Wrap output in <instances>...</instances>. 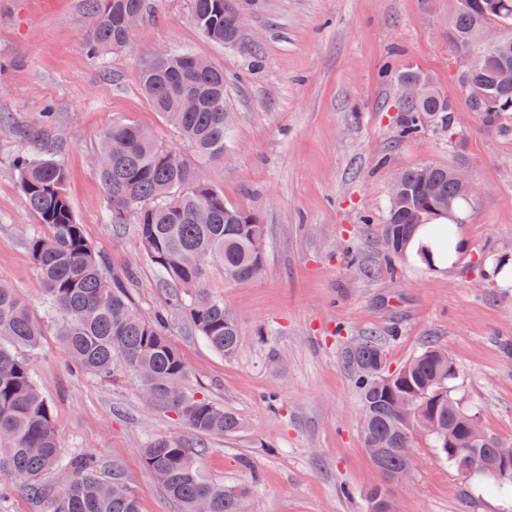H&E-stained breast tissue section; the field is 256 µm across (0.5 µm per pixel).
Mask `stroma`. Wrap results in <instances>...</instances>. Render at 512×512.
I'll list each match as a JSON object with an SVG mask.
<instances>
[{
    "label": "stroma",
    "instance_id": "35a3bbf8",
    "mask_svg": "<svg viewBox=\"0 0 512 512\" xmlns=\"http://www.w3.org/2000/svg\"><path fill=\"white\" fill-rule=\"evenodd\" d=\"M451 16L450 0H267L236 44L221 45L194 23L192 0H149L129 48L93 59L85 0H0V285L44 325L26 356L66 455L92 450L103 466H120L140 512H180L145 470L141 448L161 436L191 445L197 437L174 413L147 407L132 375L68 369L27 248L39 226L15 156L38 146L64 161L77 223L112 272L129 274L147 318L167 307L169 290L136 225L103 220L96 148L105 127L118 120L151 131L225 202L261 216L264 274L239 283L219 266L208 270L209 287L240 321L236 355L210 349L180 315L170 324L189 367L184 390L244 422L237 435L206 438L201 470L246 487L250 512H366L364 493L379 476L343 358L358 337H382L391 370L427 341L446 348L459 396L489 434L512 442V283L486 273L512 258V133L486 130L471 110L465 62L443 37ZM165 48L223 69L236 114L223 159H198L141 90L138 69ZM409 71L452 102L449 126L399 136L398 77ZM424 165L465 168L480 187L463 217L466 256L440 272L382 257L393 180ZM413 446L419 464L395 512H512V498L472 490L429 440Z\"/></svg>",
    "mask_w": 512,
    "mask_h": 512
}]
</instances>
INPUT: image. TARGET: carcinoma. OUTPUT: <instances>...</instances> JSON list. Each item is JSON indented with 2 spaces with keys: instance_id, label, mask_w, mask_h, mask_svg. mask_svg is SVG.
Instances as JSON below:
<instances>
[{
  "instance_id": "obj_1",
  "label": "carcinoma",
  "mask_w": 512,
  "mask_h": 512,
  "mask_svg": "<svg viewBox=\"0 0 512 512\" xmlns=\"http://www.w3.org/2000/svg\"><path fill=\"white\" fill-rule=\"evenodd\" d=\"M90 14L86 47L97 58L128 48L124 17L145 13L148 0H85ZM265 0H193V19L211 40L233 44L240 37L239 17L262 10ZM487 26L512 27V0H468L448 28L449 47L467 65L461 81L470 108L484 127L512 131V85L497 81L512 69V39L486 44L476 57L473 46ZM194 55L173 49L152 57L137 72L153 109L175 127L196 154L224 157L233 113L224 90V71L191 67ZM403 82L424 85L415 101H402L399 133L415 136L427 124L447 126L453 105L408 72ZM98 170L104 186L107 221L137 225L144 256L171 286L172 310L213 351L226 358L239 348L237 317L224 297L207 287V271L217 262L224 277L236 282L259 278L266 260V226L255 213L224 202V194L201 181L179 153L160 145L133 123L112 122L101 134ZM19 186L36 222L47 229L29 237L28 248L43 288L48 313L56 318L63 348L75 368L100 378L115 366L134 375L150 408L174 413L201 437L232 436L242 429L234 413L205 398H189L182 383L188 367L168 331V315H140L127 287L108 272L103 258L76 222L67 192L66 168L49 150L16 158ZM453 167L422 166L397 176L399 197L390 200L382 242L386 259L405 256L415 230L431 215L463 213L474 204L457 184ZM41 326L9 287H0V497L17 490L36 512H138L133 491L122 487L119 467L100 472L99 457L85 451L68 459L54 424L52 409L38 389L31 365L18 353L35 348ZM346 365L363 407L361 437L373 467L384 478L367 489V512H394V488L410 473L404 449L426 428L432 446L458 472L488 467L506 443L485 433H470L477 411L456 396L457 374L448 373V352L427 345L400 369L383 371V342L363 336L346 352ZM144 468L157 479L181 512H247L245 489L206 478L196 453L177 437L155 438L141 449ZM64 471L49 481L52 470Z\"/></svg>"
}]
</instances>
